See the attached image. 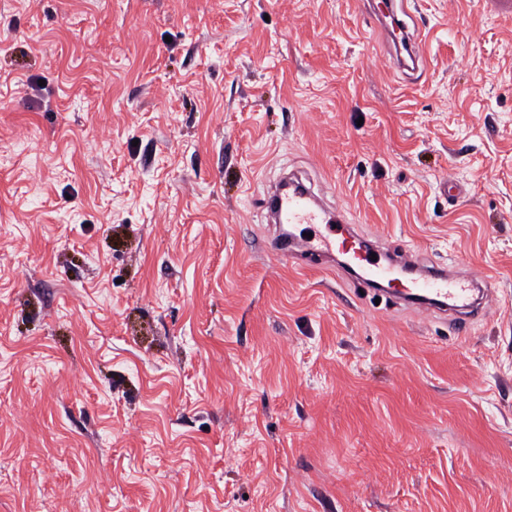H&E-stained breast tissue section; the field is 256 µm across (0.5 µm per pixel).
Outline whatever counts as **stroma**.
Masks as SVG:
<instances>
[{
  "label": "stroma",
  "mask_w": 512,
  "mask_h": 512,
  "mask_svg": "<svg viewBox=\"0 0 512 512\" xmlns=\"http://www.w3.org/2000/svg\"><path fill=\"white\" fill-rule=\"evenodd\" d=\"M368 6L0 0V512H512V13ZM292 170L493 310L272 259Z\"/></svg>",
  "instance_id": "35a3bbf8"
}]
</instances>
